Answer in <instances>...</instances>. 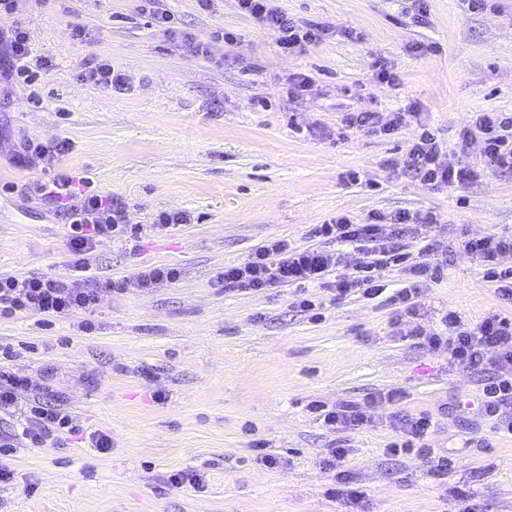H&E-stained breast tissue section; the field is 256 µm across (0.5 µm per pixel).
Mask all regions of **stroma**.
I'll return each mask as SVG.
<instances>
[{"label":"stroma","mask_w":512,"mask_h":512,"mask_svg":"<svg viewBox=\"0 0 512 512\" xmlns=\"http://www.w3.org/2000/svg\"><path fill=\"white\" fill-rule=\"evenodd\" d=\"M296 24L320 25V41L284 53L275 34L241 13L237 0H163L174 34L143 14L138 0H68L65 13L17 0L15 17L46 78L9 86L0 102V273L69 277L67 229L32 196L39 170L11 161L18 134L62 136L61 166L90 176L118 198L130 223L161 210L193 223L117 239L98 249L101 279L132 277L148 265L182 267L175 284L103 294L89 314L43 324L0 318L12 369L49 382L84 429L112 437L108 453L69 438L58 448H21L0 484V512H456L466 491L474 512H512V436L478 415L487 375L428 353L411 331L441 330L456 312L474 323L512 317L468 237L512 235V173L487 167L478 143L460 132L477 112L512 113V0L470 11L464 0H275ZM80 25L89 43L73 40ZM208 44L213 60L191 55L180 34ZM108 60L129 79L107 91L81 81L85 59ZM385 61L396 84L380 82ZM312 85L291 93L295 77ZM407 113L385 134L347 127L350 114ZM443 159L477 166L457 190L422 182L399 164L422 129ZM400 209L434 212L438 222L407 239L418 261L440 266L424 284L422 321L385 299H336L326 286L227 290L215 277L256 245L281 238L318 244L314 231L339 214L360 222ZM318 302L321 320L295 308ZM91 320V334L77 325ZM397 392L376 405L363 429L334 432L307 410ZM395 412L428 414L433 447L454 465L436 476L429 462L386 456ZM262 439L287 460L271 470L254 458ZM350 448L347 476L365 496H328L334 473L323 452ZM193 469L206 489L174 490L167 478Z\"/></svg>","instance_id":"stroma-1"}]
</instances>
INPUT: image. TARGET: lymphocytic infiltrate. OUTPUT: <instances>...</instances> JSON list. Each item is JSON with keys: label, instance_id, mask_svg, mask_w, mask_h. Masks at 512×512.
I'll return each mask as SVG.
<instances>
[{"label": "lymphocytic infiltrate", "instance_id": "obj_1", "mask_svg": "<svg viewBox=\"0 0 512 512\" xmlns=\"http://www.w3.org/2000/svg\"><path fill=\"white\" fill-rule=\"evenodd\" d=\"M240 10L273 31L283 51L299 48L301 43L317 41L314 31L298 32L285 12L272 0H238ZM16 0H0V18L13 22L0 27V78L27 80L48 72V60L33 58L28 29L15 21ZM463 142L476 141L490 167L512 171V115L500 112H479L461 131ZM70 149L62 138H24L12 157L15 165L40 169L42 176L33 191L47 204L54 215L64 221L67 234V257L72 275L66 279L48 276L17 277L0 274V315L32 313L49 320L66 318L80 311L92 310L102 293L122 292L128 288L150 290L177 282L180 268L160 264L138 271L132 279L101 280L93 263L98 247L106 241L126 237L132 226L124 204L94 189L90 177L65 172L60 160ZM441 148L434 135L423 132L413 142L401 163L430 185L462 187L474 181L478 172L466 165L444 164L439 160ZM434 213L398 210L390 214L374 213L361 224L341 215L321 225L320 233L329 246L297 248L287 240L270 238L257 245L243 262L225 268L219 276L227 287L259 292L271 287L304 286L319 283L333 276L335 297L351 293L373 300L385 290L377 275L388 267H405L411 277L409 286L398 289L390 298L401 312L416 316L422 306L420 288L435 280L438 271L429 265L411 262L400 244L402 238L416 234L419 228L436 223ZM392 224L390 235H383V224ZM355 246L359 258L352 272L336 275L342 261L339 248ZM463 249L484 267V275L495 283L503 301L512 304V266H503L501 259L512 252V237L495 235L472 237ZM441 331L415 327L414 336L433 351H444L451 363L479 369L490 366L492 374L483 387L479 405L482 416L493 420L497 431L512 435V318L497 313L483 317L476 324L461 320L455 312H446ZM371 400L346 401L328 405L313 401L308 410L322 426L334 431L356 430L372 421ZM13 417L8 431L0 433V483L10 482L14 472L5 457L19 448H43L59 444L63 434H77L71 415L49 384H33L31 378L17 375L10 367L0 365V415ZM390 427L396 434L385 453L397 456L412 453L431 460L437 474H447L453 461L430 448V417L397 412Z\"/></svg>", "mask_w": 512, "mask_h": 512}]
</instances>
